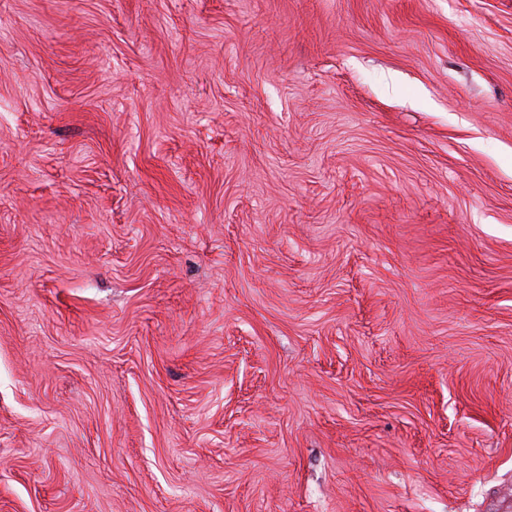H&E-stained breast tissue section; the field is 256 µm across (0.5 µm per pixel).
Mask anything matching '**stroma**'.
<instances>
[{
    "instance_id": "1",
    "label": "stroma",
    "mask_w": 512,
    "mask_h": 512,
    "mask_svg": "<svg viewBox=\"0 0 512 512\" xmlns=\"http://www.w3.org/2000/svg\"><path fill=\"white\" fill-rule=\"evenodd\" d=\"M512 0H0V512H512Z\"/></svg>"
}]
</instances>
